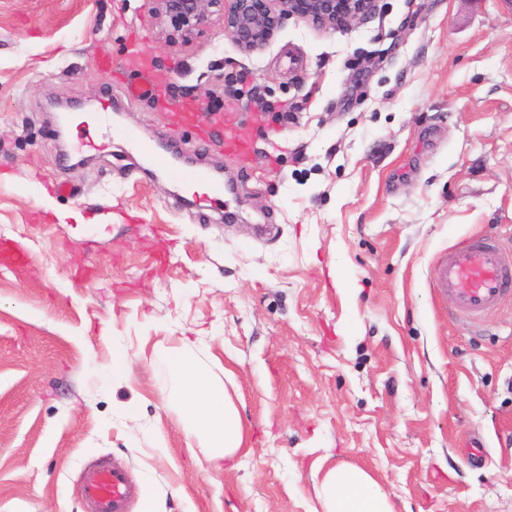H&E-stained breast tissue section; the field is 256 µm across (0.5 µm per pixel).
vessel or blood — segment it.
I'll use <instances>...</instances> for the list:
<instances>
[{
    "label": "vessel or blood",
    "instance_id": "vessel-or-blood-1",
    "mask_svg": "<svg viewBox=\"0 0 512 512\" xmlns=\"http://www.w3.org/2000/svg\"><path fill=\"white\" fill-rule=\"evenodd\" d=\"M128 91L136 97H159L158 90L149 78L129 83ZM168 118L175 123L212 121L213 113L197 112L182 100L159 97ZM108 135L131 145L149 165L167 168L170 160L159 154L154 146L142 139L137 127L129 124H112ZM221 144L226 154L246 159L253 152V144L236 125L224 127ZM182 181L206 186L213 198L230 196L229 188L214 180L204 170H182ZM28 262V253L16 241L0 239V265L20 267ZM433 286L441 298L451 300L456 312L470 321L481 320L497 308L506 298H512V263L491 239L476 236L453 247L436 262ZM81 497L85 512H129L139 492L132 486L121 468L99 463L86 468L81 477Z\"/></svg>",
    "mask_w": 512,
    "mask_h": 512
}]
</instances>
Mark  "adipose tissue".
Segmentation results:
<instances>
[{"mask_svg":"<svg viewBox=\"0 0 512 512\" xmlns=\"http://www.w3.org/2000/svg\"><path fill=\"white\" fill-rule=\"evenodd\" d=\"M190 339L172 349L170 363L183 382L180 398L196 423L195 436L207 460L228 461L246 444V430L226 389L189 354ZM323 512H393L386 490L361 467L328 468L315 486Z\"/></svg>","mask_w":512,"mask_h":512,"instance_id":"1","label":"adipose tissue"}]
</instances>
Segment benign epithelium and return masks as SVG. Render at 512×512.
I'll list each match as a JSON object with an SVG mask.
<instances>
[{"instance_id":"1","label":"benign epithelium","mask_w":512,"mask_h":512,"mask_svg":"<svg viewBox=\"0 0 512 512\" xmlns=\"http://www.w3.org/2000/svg\"><path fill=\"white\" fill-rule=\"evenodd\" d=\"M163 32L184 40L220 25L245 53L265 49L288 17L321 30H336L379 11L380 0H145Z\"/></svg>"}]
</instances>
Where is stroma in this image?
Segmentation results:
<instances>
[{
  "instance_id": "stroma-1",
  "label": "stroma",
  "mask_w": 512,
  "mask_h": 512,
  "mask_svg": "<svg viewBox=\"0 0 512 512\" xmlns=\"http://www.w3.org/2000/svg\"><path fill=\"white\" fill-rule=\"evenodd\" d=\"M381 3L349 29L289 19L248 57L217 25L166 43L144 0H0V238L29 253L0 267V512H83L99 461L160 512H318L321 462L364 468L394 512H512V299L474 333L432 287L473 236L512 253V0ZM136 43L199 111L246 72L292 117L236 111L241 164L100 67ZM107 100L222 165L235 202L188 203L118 140L61 162L55 102L76 142ZM184 336L246 427L219 467L173 400Z\"/></svg>"
}]
</instances>
